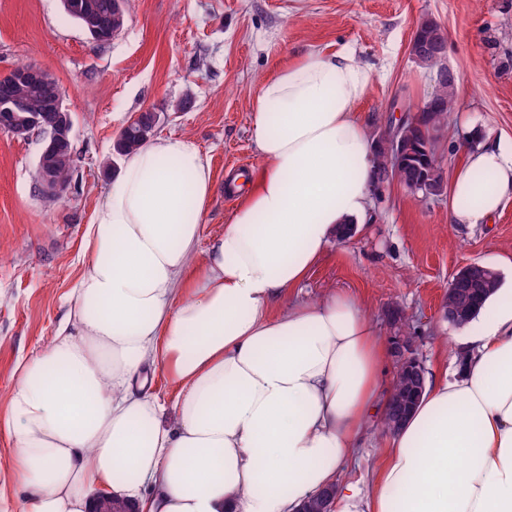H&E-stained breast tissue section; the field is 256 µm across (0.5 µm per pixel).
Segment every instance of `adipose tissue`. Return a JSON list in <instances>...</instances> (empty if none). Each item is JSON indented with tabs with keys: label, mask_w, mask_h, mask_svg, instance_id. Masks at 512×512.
Here are the masks:
<instances>
[{
	"label": "adipose tissue",
	"mask_w": 512,
	"mask_h": 512,
	"mask_svg": "<svg viewBox=\"0 0 512 512\" xmlns=\"http://www.w3.org/2000/svg\"><path fill=\"white\" fill-rule=\"evenodd\" d=\"M378 76L348 51L260 80L262 167L223 235L201 248L211 163L187 137L147 139L97 203L66 323L17 366L0 417L13 512H512V289L435 373L369 488L337 483L392 348L356 297L291 294L346 224L369 218L375 154L359 116ZM448 221L484 224L512 200V142L463 123ZM163 372L176 392L152 388Z\"/></svg>",
	"instance_id": "ef3b65f1"
}]
</instances>
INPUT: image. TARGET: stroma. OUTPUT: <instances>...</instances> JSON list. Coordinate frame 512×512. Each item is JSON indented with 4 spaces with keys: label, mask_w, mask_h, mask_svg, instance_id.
Masks as SVG:
<instances>
[{
    "label": "stroma",
    "mask_w": 512,
    "mask_h": 512,
    "mask_svg": "<svg viewBox=\"0 0 512 512\" xmlns=\"http://www.w3.org/2000/svg\"><path fill=\"white\" fill-rule=\"evenodd\" d=\"M125 8L123 30L98 44L61 0H0V74L35 63L55 76L76 153L67 195L51 205L35 181L41 136L0 132V414L17 365L48 345L73 306L86 228L121 168L113 145L133 115L158 112L156 135L190 137L209 156L207 241L223 233L240 199L227 191L229 174L262 164L250 122L254 86L311 51L348 50L377 69L360 112L374 137L436 89L433 72L408 50L418 22L433 18L460 77L455 112L437 139L445 177L460 160L463 119L512 141V0H126ZM185 99L191 108L178 111ZM371 213L373 222L331 241L294 299L353 295L387 343L404 338L426 369L456 371L462 330L443 318L442 303L469 263L512 284V201L490 223L452 224L447 195L424 199L389 182L374 191ZM395 308L404 323L391 319ZM391 438L382 422L371 423L340 481L368 485Z\"/></svg>",
    "instance_id": "1"
}]
</instances>
